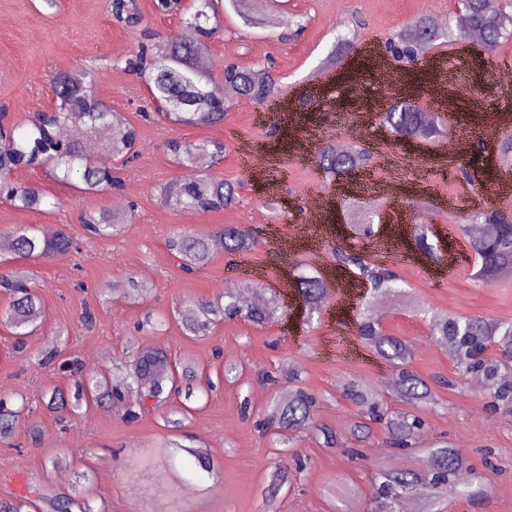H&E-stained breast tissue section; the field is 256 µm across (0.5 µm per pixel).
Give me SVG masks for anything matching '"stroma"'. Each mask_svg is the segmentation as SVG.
<instances>
[{"label": "stroma", "mask_w": 512, "mask_h": 512, "mask_svg": "<svg viewBox=\"0 0 512 512\" xmlns=\"http://www.w3.org/2000/svg\"><path fill=\"white\" fill-rule=\"evenodd\" d=\"M451 15L457 0H248L245 9L255 26H245L233 9H226L219 33L207 56L208 68L222 74L225 61L244 67L265 66L278 79V93L290 94L294 107L275 112L270 106L242 99L222 124L208 127L175 126L150 115L143 83L124 61L138 44L179 33L177 17L155 12L153 0H134V22L117 21L109 0H58L48 13L41 0H0V120L28 126L37 113L55 108L53 81L60 74L94 68L93 92L124 113L139 134L138 154L119 175L122 186L85 193L55 181L45 168H20L14 182L36 186L48 198L39 211L15 208L0 199V239L16 226H52L72 235L74 250L49 259L24 262L40 296L44 313L36 334L14 349L11 329L0 325V397L26 403L15 431L0 438V498L26 495L34 485L72 491L79 489L93 512H127L128 494L136 492L140 512H159L156 489H144L126 472L130 453L170 435L186 446L208 450L215 475H197L205 494L191 498L188 512H366L375 494L373 465L384 460L397 469H417L424 447L439 441L464 451L475 471L487 481L484 498L469 501L452 494L441 498V512H512V415L496 410L485 389H474L459 377L447 354L430 339L427 322L415 316L411 301L422 299L456 316H479L491 322L512 321V277L482 283L474 279L478 260L468 241L449 224L450 213L477 205H512V195L497 191L499 174L485 175L472 157L449 159L433 153L432 141L417 140L400 147L380 129L367 107L384 95L379 78L361 63L359 51L383 48L392 33L421 17L425 9ZM357 29L358 53L344 64L323 71L321 64L338 37ZM453 43H439L428 53V65L405 74L404 87L419 109L446 117L451 132H466L475 146L492 151L502 129H487L489 113L512 112V82L500 74L502 59H512V42L495 51L467 46L469 62L481 57L483 67L467 65L460 80L476 88L475 98L435 100L442 81L436 60L455 55ZM344 100L345 111L361 112V146L379 162L374 178L398 183L400 197L385 201V211H398L397 223L375 227L371 236L354 234L347 198L357 196L353 177L323 172L316 156L326 142L350 140V133L331 115L328 105ZM223 141V160L207 164L205 174L230 183H244L237 203L195 219L190 210L172 209L160 201L162 186L195 177V169L175 165L167 152L171 140ZM262 144L272 167L265 180L249 181L240 155ZM470 177L462 179L459 168ZM324 195L327 207L322 239L297 237L309 224V196ZM121 200V214L129 218L121 234L88 235L80 219L108 211ZM413 224L428 225L432 253L420 251L409 233ZM235 225L254 238L250 249L227 254L212 250L203 267L187 272L167 249L173 233L189 230L203 237ZM293 239L295 251L280 257L278 248ZM349 248L370 260L384 258L397 271L406 290L383 308L386 333L409 341L414 354L410 369L426 380L437 395L434 406L415 407L424 421L416 449L401 453L386 443L382 426L373 425L358 440L350 427L356 407L344 396L350 382L375 386L392 368L362 347L355 334L364 288L324 308L312 325H305L296 288L281 301L285 314L259 327L242 319L212 325L203 336L185 335L180 316L201 297L223 295L226 288L250 282L273 289L277 282H293L298 274L324 280H353L338 265L333 247ZM136 278L151 285L143 300L131 301L105 293L108 284ZM94 313L93 324L82 320ZM168 315L164 330H138L146 311ZM164 351L177 362L195 368L201 378L217 381L209 396L200 397L182 429L172 431L160 412L126 417L136 393L124 400L105 399L76 410L53 413L45 403L52 390L70 392L75 377H106L122 385L133 370L131 345ZM237 363L240 376L223 379L225 363ZM299 364L301 385L316 396L317 429L296 433L290 448L274 442L273 431H262L256 417L271 397L291 391L286 378L265 383L262 371ZM329 428L334 444L321 433ZM306 469L296 481L266 498L271 474L288 457ZM92 479L75 485L80 472Z\"/></svg>", "instance_id": "stroma-1"}]
</instances>
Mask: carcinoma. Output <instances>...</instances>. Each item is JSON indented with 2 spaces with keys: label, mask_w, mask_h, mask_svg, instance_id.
I'll list each match as a JSON object with an SVG mask.
<instances>
[{
  "label": "carcinoma",
  "mask_w": 512,
  "mask_h": 512,
  "mask_svg": "<svg viewBox=\"0 0 512 512\" xmlns=\"http://www.w3.org/2000/svg\"><path fill=\"white\" fill-rule=\"evenodd\" d=\"M460 11L449 16L444 28L434 27L426 18L418 17L403 26L392 38L397 47V60L413 66L415 56L432 48L436 42H453L463 39L472 30L482 32L485 48L492 51L512 40V0H501L499 10L491 14L485 8V0H458ZM222 0H191L181 17V33L173 38L143 43L135 54L137 65L129 70L144 78L153 98L165 111L158 113L164 120L177 125L210 126L221 123L229 108L240 98L258 103L266 102L275 92L276 79L266 69L246 68L238 65L224 66L221 77L226 94L213 92L214 74L196 66V59L209 52L211 40L218 33V20ZM94 75L83 72L80 77L64 75L57 78L54 86L56 107L47 117L37 114L29 128L23 132L16 127L0 130V197L14 206L39 211L45 203V194L35 188L20 185L10 178L18 167H49L56 179L69 183L73 175H79L87 190L100 187L118 188L120 182L112 176V169L100 165L83 149L81 135L102 134L106 150L116 160H133L137 153L138 131L134 124L94 95L91 85ZM379 122L395 136L403 139H434L448 134L444 119H432L408 101H397L378 113ZM74 127L75 134L63 139L59 129ZM173 160L192 167L201 160L216 163L224 157V143L207 140L184 144L174 140L169 144ZM317 162L324 172L339 177L366 166L368 154L362 148L336 151L333 145L322 147ZM164 203L173 208H191L201 211L222 209L237 200V186L211 176L178 181L161 189ZM461 234L480 259L475 278L490 282L502 275H512V213L498 208L475 211L461 210L452 216ZM82 224L87 231L102 237H112L120 232L122 221L110 212L89 214ZM495 225V234L484 238L480 225ZM253 245L250 234L237 227H229L224 234V249L228 253L244 251ZM73 246V238L65 233L47 237L30 224L18 227L8 241L7 257L0 263L28 259H44L62 254ZM168 250L180 261V266L196 268L205 265L210 257L211 240L186 231L174 233L167 243ZM336 260L343 266L354 267L358 275L370 282L374 294L399 293V278L387 268L376 265L350 250L336 249ZM0 288L12 292L14 299L6 310L0 311V322L11 327L16 336H26L41 316L38 295L32 289L25 272L4 270L0 272ZM150 291L145 282L129 279L122 286L125 296L142 298ZM297 292L307 311L313 317L322 306L324 283L322 279L300 276ZM252 288L234 285L224 291V297L202 298L197 301L192 314L185 318L186 331L197 335L210 325L226 318H243L262 326L270 322L279 309L272 299L262 305L251 299ZM416 310L430 326L433 343L448 354L459 375L480 374L488 394L495 402L512 410V367L505 368L501 361L485 357L487 349L496 346L501 351H512V321L490 323L482 317H456L435 311L428 303L417 301ZM356 335L362 343L381 358L400 366L392 395L409 407L431 403L435 395L420 376L408 368L413 356L411 345L398 336L387 334L375 302H369L359 312ZM197 374L185 366L175 370L167 354L147 349L137 354L134 369L127 387L140 390L138 407L146 408V398L154 400V407L176 394L186 402L192 401L203 388L196 385ZM103 399L109 396L104 380L93 382L85 379L77 384V400L88 396ZM346 397L372 422H385L394 445L412 448L422 422L417 417L396 415L391 418L381 413L383 403L370 387L351 385ZM316 397L298 386L291 397L272 402L266 410V419L278 435L288 439L290 433L315 428ZM23 409H11L0 399V436L14 432ZM179 451L185 452L194 469L213 475L214 465L201 448H187L178 442L167 440L149 448H137L130 455L129 475L133 478L153 477L170 482L172 486L171 512H184L183 501L191 487L168 468L169 460ZM429 467L423 472L399 470L381 462L374 465L377 493L390 499L399 507L405 498L425 481L435 490L448 489V483L457 479L465 466V457L458 450L440 444L429 449ZM43 503L42 512H92L84 500L68 492H57L40 486L29 488Z\"/></svg>",
  "instance_id": "cac0c4a2"
}]
</instances>
